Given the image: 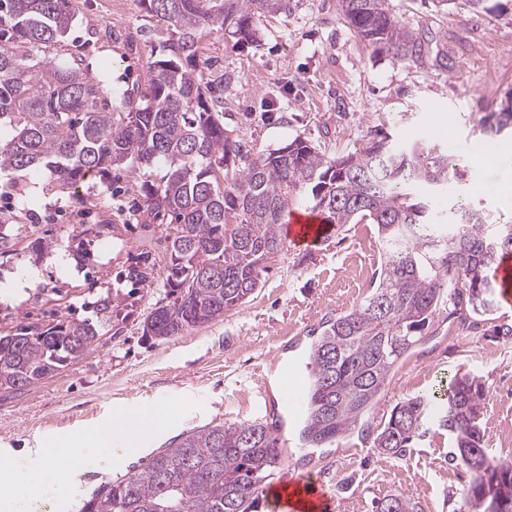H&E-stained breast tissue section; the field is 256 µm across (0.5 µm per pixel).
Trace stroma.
I'll list each match as a JSON object with an SVG mask.
<instances>
[{
    "instance_id": "obj_1",
    "label": "stroma",
    "mask_w": 512,
    "mask_h": 512,
    "mask_svg": "<svg viewBox=\"0 0 512 512\" xmlns=\"http://www.w3.org/2000/svg\"><path fill=\"white\" fill-rule=\"evenodd\" d=\"M390 9L425 33L421 61L374 54L341 15L338 0H290L288 12L258 25L255 43L203 31L201 68L221 81L224 128L243 151L256 156L301 139L331 157L355 152L374 139L406 144L428 138L454 152L460 173L451 196L456 205L483 213L490 224H512V152L494 163L473 164V142L512 145V135L483 131L482 117L512 98V0H388ZM74 20L62 50L83 59L104 90L103 107L116 106L115 90L143 81L158 44L155 20L140 0H72ZM109 69H101L102 61ZM130 169L88 176L75 194L52 190L53 177L32 171L0 179V224L14 243L0 255V284L26 270L39 281L20 298L0 296V333L30 323L49 328L88 320L99 328L98 347L51 378L0 399V452L17 457V471L36 468L31 448L78 434L66 451L69 491L51 512H80L100 485L126 478L182 432L209 423H288L278 380L292 361L308 363L326 318L351 310L370 292L380 266L374 225L349 224L306 248L284 245L241 307L215 322L168 340L145 336L142 322L155 304L168 301L167 246L162 226L144 223L140 185ZM36 198L21 209L19 190ZM146 256L151 278L130 282L129 264ZM110 299L112 311L97 304ZM512 303L499 301L489 321L467 336L440 325L398 364L369 429L314 448L291 429L290 445L267 478L312 474L331 487L340 512H378L382 499L401 495L415 512H454L470 475L452 461L446 431L431 429L403 456L388 458L374 446L379 423L406 398L435 390L456 374L482 376L488 404L481 420L484 441L497 458L512 460ZM172 397L176 424L149 439V453L121 466L87 467L99 450L95 426L132 418Z\"/></svg>"
}]
</instances>
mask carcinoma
Instances as JSON below:
<instances>
[{
    "instance_id": "1",
    "label": "carcinoma",
    "mask_w": 512,
    "mask_h": 512,
    "mask_svg": "<svg viewBox=\"0 0 512 512\" xmlns=\"http://www.w3.org/2000/svg\"><path fill=\"white\" fill-rule=\"evenodd\" d=\"M163 23L166 39L150 56L143 82L99 109L98 84L80 60L35 51L64 42L73 21L70 0H0V174L34 168L74 188L93 171L126 165L163 166L141 185L146 224L166 225V282L173 300L143 321V335L165 340L224 317L246 302L285 238L289 201L310 191L312 210L338 228L375 225L380 270L364 303L323 323L310 352L303 441L321 445L346 437L381 400L394 366L439 323L470 329L471 315L498 307L501 289L488 271L512 255V224H487L459 208L433 222L459 173L436 144L401 148L384 138L359 152L329 159L302 140L261 154L244 173L224 166L239 154L224 130L212 80L200 68L204 28L245 39L260 18L288 10V0H141ZM359 39L374 51L418 61L423 43L394 15L388 0H339ZM489 131L512 125V105L483 118ZM428 188L425 198L410 190ZM154 267L130 265L142 282ZM89 321L38 326L0 336V393L7 396L56 375L98 343ZM487 399L478 375L453 376L429 395L399 402L377 433L379 453L398 457L419 438L430 415L455 435L453 459L471 474L456 512H512V492L478 488L487 477H512V461L491 457L480 420ZM281 439L261 422L207 424L180 434L144 466L108 482L81 512H249L262 482L281 461ZM379 512H413L400 495Z\"/></svg>"
}]
</instances>
